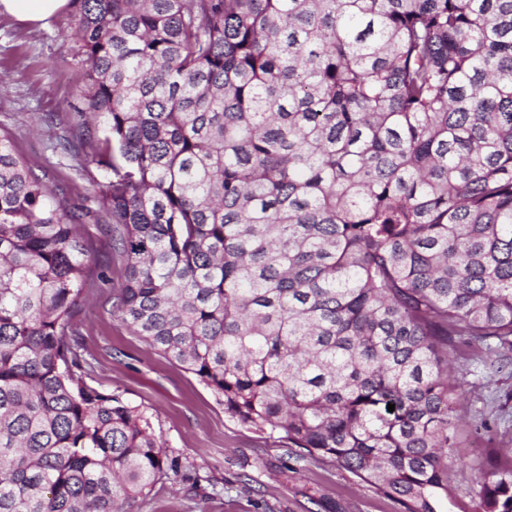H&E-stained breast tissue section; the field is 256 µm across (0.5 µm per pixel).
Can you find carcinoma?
<instances>
[{"instance_id": "1", "label": "carcinoma", "mask_w": 512, "mask_h": 512, "mask_svg": "<svg viewBox=\"0 0 512 512\" xmlns=\"http://www.w3.org/2000/svg\"><path fill=\"white\" fill-rule=\"evenodd\" d=\"M101 207L0 132V512H137L200 481L94 384L73 323L113 312L242 425L437 512L455 341L512 350V0H72ZM395 410L388 411V405ZM479 512H512L487 461Z\"/></svg>"}]
</instances>
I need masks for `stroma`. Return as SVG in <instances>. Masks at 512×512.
<instances>
[{
    "mask_svg": "<svg viewBox=\"0 0 512 512\" xmlns=\"http://www.w3.org/2000/svg\"><path fill=\"white\" fill-rule=\"evenodd\" d=\"M74 8L48 24L0 14V132L45 176L60 198L91 209L101 176L82 147H57L78 122L84 83L78 49L69 34ZM85 233L104 264V276L85 290L75 311L90 374L151 415L156 434L193 461L200 485L174 477L151 494L140 512H403L375 486L327 459L305 457L278 436L242 426L192 373L163 357L112 313V294L124 280L113 251L112 228L87 224ZM479 344H456L449 357L460 386L457 461L440 512H478L475 477L486 458L512 450V364L494 370Z\"/></svg>",
    "mask_w": 512,
    "mask_h": 512,
    "instance_id": "obj_1",
    "label": "stroma"
}]
</instances>
